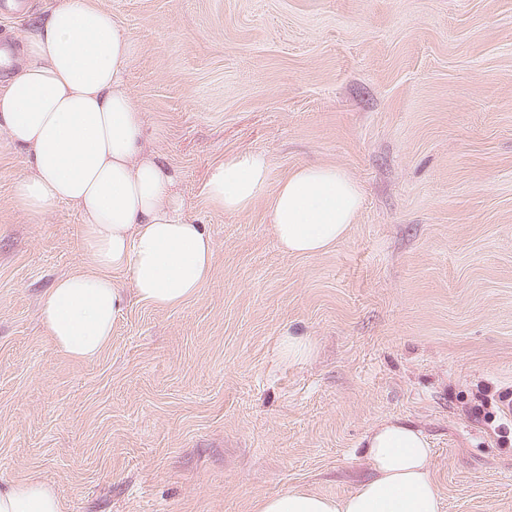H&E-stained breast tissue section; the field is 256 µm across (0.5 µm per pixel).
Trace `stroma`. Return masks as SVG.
<instances>
[{
  "mask_svg": "<svg viewBox=\"0 0 512 512\" xmlns=\"http://www.w3.org/2000/svg\"><path fill=\"white\" fill-rule=\"evenodd\" d=\"M138 46L127 88L185 214L214 242L198 294L130 297L95 358L39 307L80 269L77 206H16L0 134V486L63 512H255L353 492L369 431L418 428L443 512H512V0H98ZM264 153L362 192L348 237L278 246L267 201L207 206L208 168ZM310 356L288 363L284 336ZM0 512H63V506L51 484L28 478L0 487Z\"/></svg>",
  "mask_w": 512,
  "mask_h": 512,
  "instance_id": "stroma-1",
  "label": "stroma"
}]
</instances>
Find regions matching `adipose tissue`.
<instances>
[{"label":"adipose tissue","mask_w":512,"mask_h":512,"mask_svg":"<svg viewBox=\"0 0 512 512\" xmlns=\"http://www.w3.org/2000/svg\"><path fill=\"white\" fill-rule=\"evenodd\" d=\"M132 38L97 0H53L31 17L21 60L0 51L9 76L0 83V131L26 171L13 184L30 221L60 202L84 216L79 272L55 283L40 308L54 344L90 360L112 339L128 292L158 308L194 297L214 260L203 225L184 214L173 176L146 152L142 113L126 87ZM207 203L228 213L266 200L286 253L316 256L344 240L360 209L357 184L333 165H302L274 179L268 158L244 153L212 164ZM128 273L131 288L116 281ZM372 474L333 497L290 490L263 497L256 512H442L429 472L432 450L414 426L384 422L365 440ZM0 512H63L54 487L28 478L0 488Z\"/></svg>","instance_id":"obj_1"}]
</instances>
